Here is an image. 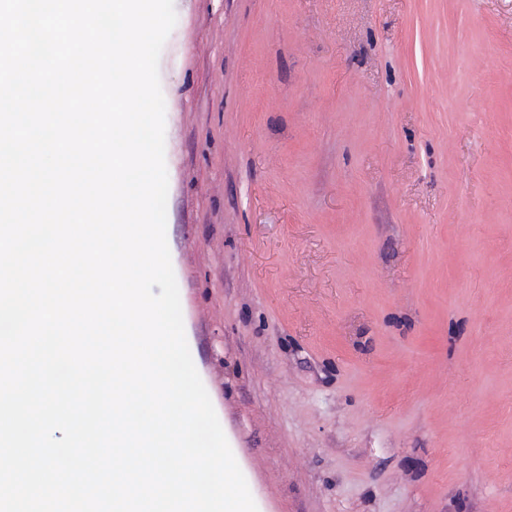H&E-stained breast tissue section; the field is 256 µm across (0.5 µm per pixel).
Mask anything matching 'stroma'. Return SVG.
Here are the masks:
<instances>
[{
    "label": "stroma",
    "mask_w": 512,
    "mask_h": 512,
    "mask_svg": "<svg viewBox=\"0 0 512 512\" xmlns=\"http://www.w3.org/2000/svg\"><path fill=\"white\" fill-rule=\"evenodd\" d=\"M185 336L258 512H512V0H174Z\"/></svg>",
    "instance_id": "1"
}]
</instances>
